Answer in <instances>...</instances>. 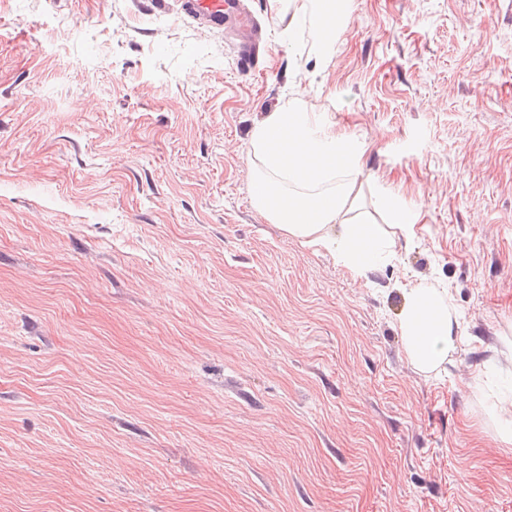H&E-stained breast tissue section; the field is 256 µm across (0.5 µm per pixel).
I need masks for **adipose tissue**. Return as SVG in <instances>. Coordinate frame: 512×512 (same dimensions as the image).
<instances>
[{"label":"adipose tissue","instance_id":"ef3b65f1","mask_svg":"<svg viewBox=\"0 0 512 512\" xmlns=\"http://www.w3.org/2000/svg\"><path fill=\"white\" fill-rule=\"evenodd\" d=\"M294 17L308 24L314 53L330 57L345 18L344 0H302ZM251 144L260 162L251 183L252 203L270 223L302 246L335 253L356 273L388 263L394 237L359 215L360 149L351 139L294 103L259 123ZM458 324L444 289L421 282L406 292L399 331L420 371H437L455 352Z\"/></svg>","mask_w":512,"mask_h":512}]
</instances>
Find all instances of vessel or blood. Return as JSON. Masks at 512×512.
<instances>
[{"instance_id":"b4317fda","label":"vessel or blood","mask_w":512,"mask_h":512,"mask_svg":"<svg viewBox=\"0 0 512 512\" xmlns=\"http://www.w3.org/2000/svg\"><path fill=\"white\" fill-rule=\"evenodd\" d=\"M181 9L220 31L235 34V53L243 65H251L260 53L261 28L249 12L245 0H182Z\"/></svg>"}]
</instances>
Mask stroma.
<instances>
[{"instance_id":"35a3bbf8","label":"stroma","mask_w":512,"mask_h":512,"mask_svg":"<svg viewBox=\"0 0 512 512\" xmlns=\"http://www.w3.org/2000/svg\"><path fill=\"white\" fill-rule=\"evenodd\" d=\"M144 0H0V512H512V0H348L334 54ZM294 99L393 195L359 275L251 201ZM460 318L412 364L405 292ZM458 313L444 288L419 282L405 294L399 331L412 364L436 372L456 350Z\"/></svg>"}]
</instances>
